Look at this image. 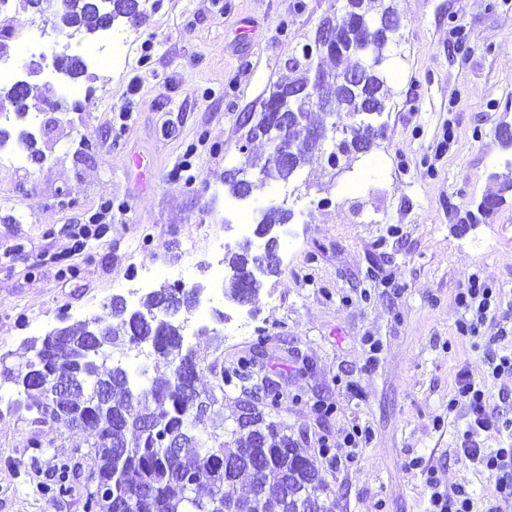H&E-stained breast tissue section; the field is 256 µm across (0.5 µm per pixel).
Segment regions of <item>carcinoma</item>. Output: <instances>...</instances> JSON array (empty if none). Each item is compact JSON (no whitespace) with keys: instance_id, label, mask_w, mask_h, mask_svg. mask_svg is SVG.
<instances>
[{"instance_id":"1","label":"carcinoma","mask_w":512,"mask_h":512,"mask_svg":"<svg viewBox=\"0 0 512 512\" xmlns=\"http://www.w3.org/2000/svg\"><path fill=\"white\" fill-rule=\"evenodd\" d=\"M138 0H59L52 24L76 26L78 34L87 37L99 32L105 17L127 16L136 11ZM397 15L393 0H346L341 19L331 25L328 40L314 49L292 57L288 69L294 78L277 84L256 122H269L280 112L295 113L289 130V140L310 143L318 128L308 125L310 112L305 98L297 92L318 87L330 102L336 122L351 139L341 140V151L348 145H360L370 150L376 141L372 123L362 119L367 112H384L391 90L380 62L390 40L379 21ZM368 42L372 63L363 67L357 63L344 65L353 57L361 58V45ZM336 60V70L314 66V60ZM81 60L63 49L57 60L62 72L75 76L83 73ZM361 71L360 87L349 85V77ZM15 83L0 90V114L10 104L18 115L29 109L27 99L19 96ZM312 160V154H301L286 166H273L271 157L250 156L245 166L266 173L274 180L289 181L298 170ZM497 183V193L485 198L478 206L483 216L492 214L512 194V175L490 174ZM292 212L271 208L265 212L255 233L263 235L271 224H286ZM248 248L224 253V264L232 271L226 295L241 302L258 297L261 281L247 267ZM180 300L171 288H161L146 295L139 316H125L119 308L108 304L110 313L84 319L32 339L28 356L17 365L0 366V384L14 386V396L7 400L9 414L30 427L26 451L28 465L40 471L46 449L41 433L46 426L66 429H89L92 441L81 457L92 461L88 474L81 463L63 460L48 471L42 484L52 499L73 495L80 479L92 484L82 500L83 512H117L120 503L134 498L135 512H224L234 507L236 512H302L305 502L317 496L325 498L330 491L323 482L318 459L333 461L329 449L309 455L298 448L288 434L281 432L266 414L254 409L255 427L239 423L226 430L224 423V388L239 386L253 380L256 356H242L236 365L224 369V363L214 361L207 370L212 376L208 388H198L200 364L190 350L183 349V324L156 323L154 308L162 303ZM121 318L124 335L112 327V319ZM148 340L156 348V367L164 369V377L154 379L142 390L133 384V375L118 361L108 371L103 366L112 360V348ZM202 398L211 408L212 417L199 420L195 405ZM134 440L128 441L127 435ZM230 440H224V436ZM180 436L183 445L167 447L166 438ZM210 480L206 497L198 494L201 475ZM249 478L248 494L236 496L225 491L241 477Z\"/></svg>"}]
</instances>
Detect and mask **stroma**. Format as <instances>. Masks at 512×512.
<instances>
[{
	"mask_svg": "<svg viewBox=\"0 0 512 512\" xmlns=\"http://www.w3.org/2000/svg\"><path fill=\"white\" fill-rule=\"evenodd\" d=\"M145 0L138 22L114 25L123 62L104 75L84 43L86 68L62 93L56 75L32 78L28 114L0 118V358L15 364L27 339L104 314L141 279L134 256L155 262L152 288L203 283L224 247L238 248L241 214L275 226L281 264L255 303L218 294L194 310L223 336H191L201 366H233L263 338L258 380L274 379L273 421L323 465L333 512H425L424 469L442 491L473 494L481 512L494 483L455 453L467 421L449 410L459 373L484 382L487 409L512 410V374L492 376L491 353L512 350V200L487 217L512 148V0H396L402 17L387 68L392 95L370 152L317 160L289 182L224 186L244 164L241 118L260 113L288 60L345 0ZM98 235L76 247L79 225ZM9 256H2V249ZM478 276L498 291L481 345L460 338L457 295ZM249 323L247 334L237 333ZM371 438L357 457L343 433ZM28 427L0 419V512H83L81 494L50 500L27 466Z\"/></svg>",
	"mask_w": 512,
	"mask_h": 512,
	"instance_id": "35a3bbf8",
	"label": "stroma"
}]
</instances>
